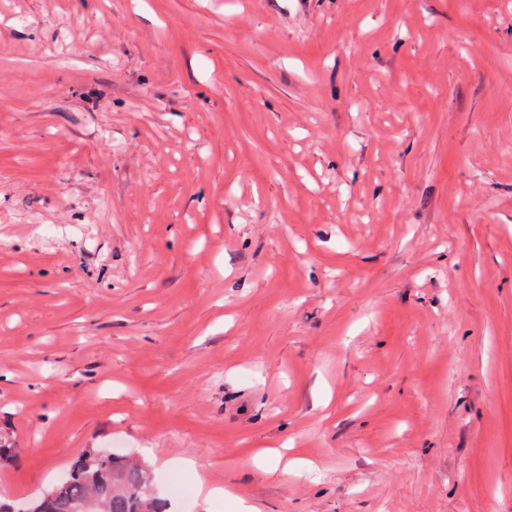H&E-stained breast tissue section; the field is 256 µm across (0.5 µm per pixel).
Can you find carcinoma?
<instances>
[{"label":"carcinoma","mask_w":512,"mask_h":512,"mask_svg":"<svg viewBox=\"0 0 512 512\" xmlns=\"http://www.w3.org/2000/svg\"><path fill=\"white\" fill-rule=\"evenodd\" d=\"M150 487L145 464L91 448L47 492L30 499L26 508L19 510L0 500V512H78L88 497L97 500L96 512H171L163 510L165 500Z\"/></svg>","instance_id":"carcinoma-1"}]
</instances>
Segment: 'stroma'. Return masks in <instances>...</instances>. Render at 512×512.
Wrapping results in <instances>:
<instances>
[{"instance_id": "obj_1", "label": "stroma", "mask_w": 512, "mask_h": 512, "mask_svg": "<svg viewBox=\"0 0 512 512\" xmlns=\"http://www.w3.org/2000/svg\"><path fill=\"white\" fill-rule=\"evenodd\" d=\"M0 437L512 512V0H0Z\"/></svg>"}]
</instances>
